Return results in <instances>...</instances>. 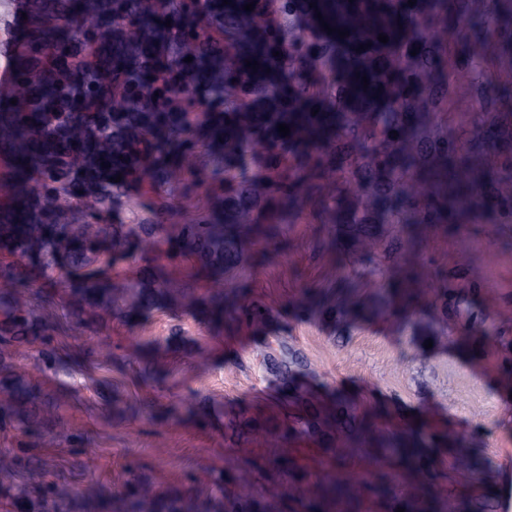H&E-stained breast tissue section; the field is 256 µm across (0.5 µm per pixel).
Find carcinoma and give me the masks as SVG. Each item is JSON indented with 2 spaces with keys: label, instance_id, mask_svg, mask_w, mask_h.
I'll return each instance as SVG.
<instances>
[{
  "label": "carcinoma",
  "instance_id": "cac0c4a2",
  "mask_svg": "<svg viewBox=\"0 0 512 512\" xmlns=\"http://www.w3.org/2000/svg\"><path fill=\"white\" fill-rule=\"evenodd\" d=\"M254 9H243L248 3ZM301 0H181L171 17L181 41L175 70L207 72L219 79L224 111L198 112L195 90L175 103L168 90L154 86L156 107L128 111L109 86L86 82L67 97L57 77L88 51L112 48L118 62L101 63L130 93L142 89L132 60L163 64L165 21L149 0H37L26 31L8 43L19 57L13 66L26 97L0 98V146L19 152L26 163L11 181L0 182V196H21L23 224L0 222V245L15 260L0 263V424L30 432L56 448L78 440L59 413L61 403H42L36 385L17 371L21 350L39 342L53 360L59 330L55 313L29 304L36 294L23 272L36 262L49 278L65 277L67 311L80 322L104 324L116 312L131 323L148 318L175 289L152 268L134 282L112 280V266L148 245L167 246L171 261L190 257L195 268L217 276L203 299L208 323L226 330L245 326L255 334V351L265 373L297 411L289 417H229V438L260 432L274 439L250 462L255 484L239 466L185 489L161 490L150 481L130 480L123 491L101 503L103 512H457L429 479L438 456L451 467L475 475L463 452L448 438L428 437L411 427L388 431L364 418L342 398L328 405L297 383L312 375L311 364L288 343L268 340L266 309L224 289V275L242 268L257 240H277L293 220L332 224L351 247H371L380 224L427 229L442 224H512V0H309L315 39L270 27L275 9L297 20ZM322 18H317V15ZM128 24L125 39L107 46L101 29ZM69 30L50 50L42 28L60 20ZM327 22L335 32L324 31ZM349 35L340 37L338 32ZM389 41L382 43L379 35ZM368 49L357 51L360 45ZM416 55H411V51ZM279 55H274V52ZM191 56L193 61L184 58ZM257 62L256 68L247 62ZM316 62L320 80L307 77ZM368 87H363L362 77ZM470 105L466 112L456 105ZM329 105L331 112L312 114ZM289 126L282 136L278 125ZM224 155V167L210 181L224 193V214L204 223L101 224L112 203L101 192L125 162L143 167L152 179H178L189 167L198 143ZM249 160L258 161L249 177ZM41 179L30 185V169ZM76 209L80 223L68 221ZM345 273L336 288L302 290L298 305H311L339 322L364 310L344 292ZM396 316L404 320L424 297L413 271L399 268L393 283ZM308 440L321 447V472L312 476L288 447ZM380 462L371 481L361 482L352 467ZM22 458L0 453V492L8 512H68L74 493L59 485L25 478Z\"/></svg>",
  "mask_w": 512,
  "mask_h": 512
}]
</instances>
